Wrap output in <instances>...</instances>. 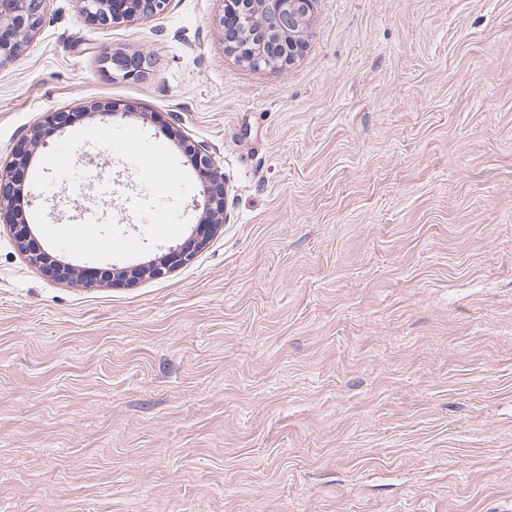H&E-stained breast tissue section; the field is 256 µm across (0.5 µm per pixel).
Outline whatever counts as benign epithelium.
I'll return each mask as SVG.
<instances>
[{
    "mask_svg": "<svg viewBox=\"0 0 512 512\" xmlns=\"http://www.w3.org/2000/svg\"><path fill=\"white\" fill-rule=\"evenodd\" d=\"M171 0H81L85 19L100 24L120 23L136 16H154L164 13ZM316 0H224L222 22L235 33L224 37L225 46L237 60L254 66L255 52L269 50L276 58L269 62L272 69H280L295 63L304 51L307 22L314 11ZM46 0H0V67L15 61L21 54L27 39L36 32L44 20ZM101 62L107 71L116 70L125 79H137L141 69L129 66L126 56L120 52L104 51ZM61 114L51 113L39 131L17 145L5 168L0 169V186H4L21 169L27 167L31 157L28 149L36 148L41 140L40 131L50 128L63 130ZM169 137L178 142L187 160L202 176L199 195L203 198L204 213L210 223L199 224L189 240L171 246L163 258L146 266H133L112 273L129 282L148 273L162 277L178 266L190 261L195 252L205 245L217 224L224 216V180L216 171L209 150L190 140L184 134L177 115L169 114ZM8 214L10 230L29 260L39 266L44 274L57 281H69L75 274V266L60 263L42 249L32 235L31 226L19 224L10 203L0 194V211Z\"/></svg>",
    "mask_w": 512,
    "mask_h": 512,
    "instance_id": "1",
    "label": "benign epithelium"
}]
</instances>
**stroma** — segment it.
Masks as SVG:
<instances>
[{"label":"stroma","instance_id":"stroma-1","mask_svg":"<svg viewBox=\"0 0 512 512\" xmlns=\"http://www.w3.org/2000/svg\"><path fill=\"white\" fill-rule=\"evenodd\" d=\"M223 11L48 0L0 68V161L116 110L183 165L173 113L227 193L131 284L52 280L0 222V512H512V0H317L282 70L227 53ZM100 153L86 215L141 233ZM86 20L100 24L120 23L136 16L164 13L171 0H80ZM101 62L103 67L112 73V70H116L121 73L122 78L125 79H137L141 74V69L129 66L126 56L122 55L121 52L115 51H103L101 53ZM62 113H51L47 116L44 123L39 126L33 136L26 141H23L13 150L11 158L5 168L0 169V186H4L14 175L19 172L22 168L29 165L31 157L27 152L28 149L36 148L38 142L41 140L40 132L45 128H52V132L62 131L65 124L60 122ZM167 133L171 139L177 141L187 160L196 172L202 176L199 195L203 198L204 213L209 214L211 224H198L195 235L188 241L170 246L163 254V258L147 266H133L116 272H104L107 276L125 279L127 282L135 281L143 274L148 273L154 277H162L178 266L190 261L195 252L205 245L217 224L223 222L224 216V180L216 171L209 150L202 144L191 141L184 134L180 119L175 114H169L166 124Z\"/></svg>","mask_w":512,"mask_h":512}]
</instances>
